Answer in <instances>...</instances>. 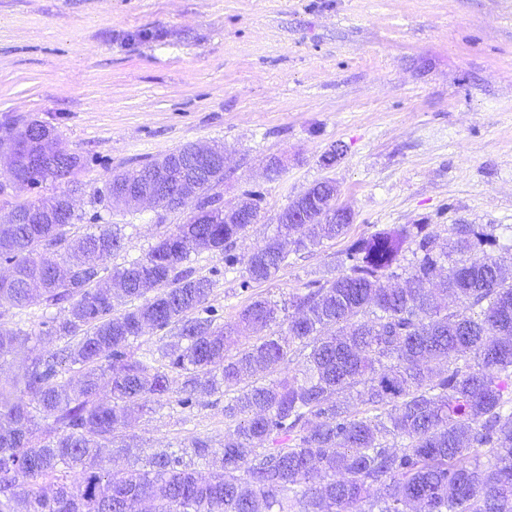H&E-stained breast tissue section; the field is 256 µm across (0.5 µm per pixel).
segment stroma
Instances as JSON below:
<instances>
[{
	"mask_svg": "<svg viewBox=\"0 0 512 512\" xmlns=\"http://www.w3.org/2000/svg\"><path fill=\"white\" fill-rule=\"evenodd\" d=\"M29 118L91 158L81 216L112 171L223 144L221 203L262 195L241 253L334 180L348 235L291 252L254 287L276 301L336 276L348 242L384 228L481 224L512 239V0H0V127ZM186 215H106L127 246L104 273ZM227 432L220 392L190 411L151 404L132 429L146 452Z\"/></svg>",
	"mask_w": 512,
	"mask_h": 512,
	"instance_id": "stroma-1",
	"label": "stroma"
}]
</instances>
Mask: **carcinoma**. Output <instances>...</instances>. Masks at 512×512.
I'll return each instance as SVG.
<instances>
[{"mask_svg": "<svg viewBox=\"0 0 512 512\" xmlns=\"http://www.w3.org/2000/svg\"><path fill=\"white\" fill-rule=\"evenodd\" d=\"M194 152L182 147L137 173ZM0 158L34 189L66 184L0 215V263L12 269L0 298L59 309L37 334L0 327V365L22 349L30 360L0 385V512H140L145 501L153 512H512V268L488 251L497 240L483 226L453 224L445 237L425 224L376 231L346 247L337 276L281 305L254 296L224 322L210 304L221 270L195 277L183 264L217 251L224 271L242 270V291L270 281L288 263L282 239L305 250L348 233L328 221L329 181L303 192L314 202L301 223H289L288 203L274 236L241 254L250 225L217 205L224 162L214 160L181 203L185 221L104 284L99 259L125 248L119 230L95 212L97 231L70 241L65 231L81 220L62 203L81 189L88 160L35 119L4 128ZM133 176L113 172L97 200L133 208L112 195ZM58 247L61 260L41 257ZM408 248L415 262L403 279ZM147 326L175 341L143 359L133 344ZM47 337L65 345L44 349ZM241 383L224 400L231 432L218 448L197 436L141 455L125 438L151 402L191 409ZM108 445L126 465L103 457ZM214 458L209 475L196 470Z\"/></svg>", "mask_w": 512, "mask_h": 512, "instance_id": "obj_1", "label": "carcinoma"}]
</instances>
